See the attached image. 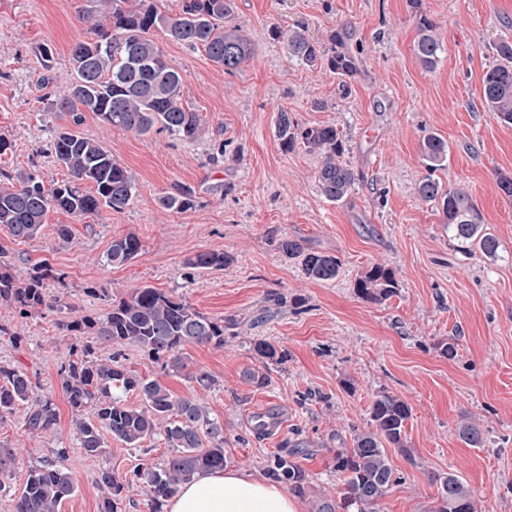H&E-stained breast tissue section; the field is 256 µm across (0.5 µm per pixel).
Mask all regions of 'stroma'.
<instances>
[{"label":"stroma","instance_id":"stroma-1","mask_svg":"<svg viewBox=\"0 0 512 512\" xmlns=\"http://www.w3.org/2000/svg\"><path fill=\"white\" fill-rule=\"evenodd\" d=\"M85 0H0V134L10 148L0 170L34 171L51 184L67 176L49 151L64 121L44 98L73 78L71 46L86 35L79 18ZM234 21L254 44L252 57L227 74L205 52L159 38L182 77V100L198 113L196 140L163 133L140 136L112 129L94 113L84 115V136L95 139L135 177L137 195L126 209L86 219L48 214L39 234L14 240L0 225V245L18 276L48 261L64 273L59 294L73 315L101 314L132 289L152 286L186 298L210 317L233 319L223 347L192 344L182 374L163 370L134 346L121 348L133 373L163 381L178 396H193L224 425L227 467L262 476L277 454L301 446L299 463L308 484L298 496L311 512L317 496H340L343 475L334 469L337 449L365 428L380 395L406 401V452L390 449L397 481L381 512H430L436 477L456 473L469 487L478 512H512V200L498 187L512 175V127L481 105L482 79L497 61L495 45L512 40V0H236ZM435 25L444 46L437 67L422 66L413 50L420 16ZM350 29L360 70L341 94L336 77L288 60L270 28H305L324 38L337 26ZM49 47L50 68L39 50ZM49 87H42L43 77ZM325 101L317 109L315 101ZM301 125H333L345 142L344 162L356 184L339 203L316 188L319 159L304 148L283 151L275 135L280 111ZM449 148L444 167L429 171L419 149L426 133ZM226 154L212 164L214 144ZM460 185L472 195L486 231L500 243L496 259L462 253L436 203L418 184L427 174ZM188 188L196 207L169 212L158 199ZM70 225L64 244L56 227ZM135 234L137 256L107 261L113 239ZM302 241L340 258L332 282L306 279L297 261L275 250L271 235ZM204 250L226 252L223 270H192L185 258ZM375 264L393 268L398 291L381 302L359 298L358 276ZM61 315L42 310L20 317L0 306V324L21 338L0 335V362L38 375L59 409L55 430L39 437L22 427L24 407L0 420V443L22 452L15 477L0 491V512H14L29 466L69 450L66 466L73 495L59 512H98L101 469L129 479L144 462L169 453L161 437L128 448L108 441L101 456L86 457L76 442L73 414L59 371L73 344L87 336L59 330ZM271 342L284 358L271 365L269 382L246 381L255 367L253 341ZM454 343L455 357L441 344ZM209 372L211 389L190 375ZM265 420L264 433L254 429ZM485 432L482 448L458 436L460 420Z\"/></svg>","mask_w":512,"mask_h":512}]
</instances>
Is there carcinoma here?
<instances>
[{
	"instance_id": "cac0c4a2",
	"label": "carcinoma",
	"mask_w": 512,
	"mask_h": 512,
	"mask_svg": "<svg viewBox=\"0 0 512 512\" xmlns=\"http://www.w3.org/2000/svg\"><path fill=\"white\" fill-rule=\"evenodd\" d=\"M236 0H182L179 13L160 12L154 0H86L80 19L89 24L91 37L71 47L74 75L67 92L51 100L50 106L69 117L51 144L58 164L68 178L47 185L37 174L0 170V224L16 240L34 238L48 213L60 210L76 218L97 216L103 210L120 212L136 196L132 175L96 140L77 130L83 113L92 112L112 128L145 135L153 130L193 140L198 136V113L182 103V78L168 63L154 39L161 32L171 42L202 48L224 72L232 74L250 59L254 45L244 29L233 22ZM290 59L306 66L328 69L342 91L357 73L359 60L347 47L345 34L332 31L326 40L315 39L297 28L284 32L269 29ZM500 62L483 79L482 104L498 122L512 127V40L496 47ZM444 52L436 25L419 19L414 53L420 63L434 68ZM276 136L284 151L300 146L320 158L317 188L327 201L338 203L350 194L355 174L343 161L344 141L334 125L302 126L286 111L278 113ZM421 154L430 168L448 161V142L428 133L421 140ZM419 195L442 209L448 232L465 253L479 250L487 257L497 255V239L485 232L483 217L469 191L461 186H443L431 177L418 186ZM161 208L183 212L196 206L192 191L180 190L158 199ZM276 249L288 260L299 262L312 281L335 280L341 261L333 254L316 251L288 237L275 238ZM139 238L129 233L115 238L107 260L124 264L138 254ZM0 246V304L15 309L22 317L42 309L64 308L48 291L49 282L65 287L63 277L48 263L33 266L25 279L18 278ZM234 257L226 252L199 251L184 260L190 269L222 270ZM399 284L392 269L374 265L355 282L356 294L366 301L385 300L397 293ZM232 322L197 311L182 297L145 286L112 305L101 317L85 315L62 319L60 329L92 332L95 342L71 347L68 363L60 369L63 396L72 413L94 409L95 420L76 421L78 445L89 457L104 453L102 432L129 448L160 435L171 454L160 464H145L134 471L133 482L144 487L150 512L162 506L178 488L199 473L224 467V425L211 418L206 406L195 397H177L158 379L142 378L126 369L114 355L103 360L96 345H133L162 362L163 368L180 373L186 368L182 348L187 344L224 346V329ZM260 363L278 360L276 347L266 340L253 343ZM135 393L141 405L124 403L123 396ZM24 404L23 427L39 436L55 429L59 409L53 398L33 382L28 371L0 364V419ZM367 427L356 430L351 446L336 450L334 467L345 477L346 492L336 498L323 495L313 501L312 512H380L388 490L396 482L388 449L405 448L404 431L411 408L389 394L376 398L370 407ZM462 441L473 448L484 447L480 427L463 421L457 427ZM69 449L54 450V458L29 468L24 490L14 512H58L59 505L75 491L71 473L64 465ZM292 449L271 460L267 472L295 494L305 493L306 475ZM17 448L0 443V488L16 471ZM99 512H119L130 484L122 483L108 468L100 470ZM431 512H476L475 501L465 482L456 474L438 478L435 506Z\"/></svg>"
}]
</instances>
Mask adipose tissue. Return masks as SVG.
<instances>
[{"instance_id": "ef3b65f1", "label": "adipose tissue", "mask_w": 512, "mask_h": 512, "mask_svg": "<svg viewBox=\"0 0 512 512\" xmlns=\"http://www.w3.org/2000/svg\"><path fill=\"white\" fill-rule=\"evenodd\" d=\"M166 512H299L276 482L235 469L204 471L168 500Z\"/></svg>"}]
</instances>
